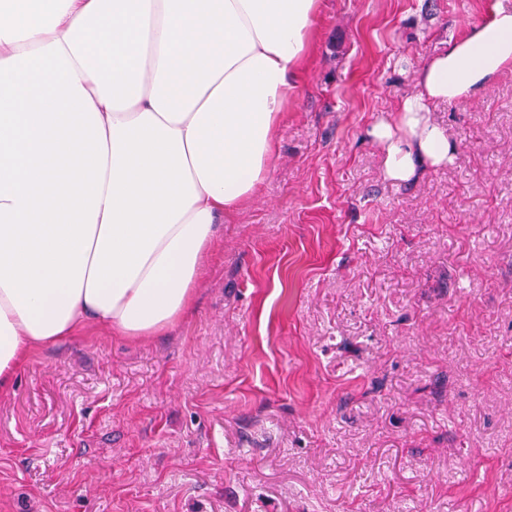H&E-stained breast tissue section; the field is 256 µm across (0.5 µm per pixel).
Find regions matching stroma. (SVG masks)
Here are the masks:
<instances>
[{"instance_id":"stroma-1","label":"stroma","mask_w":512,"mask_h":512,"mask_svg":"<svg viewBox=\"0 0 512 512\" xmlns=\"http://www.w3.org/2000/svg\"><path fill=\"white\" fill-rule=\"evenodd\" d=\"M500 5L322 0L194 308L87 327L0 393V512H512V68L433 109L448 167L390 183L369 135Z\"/></svg>"}]
</instances>
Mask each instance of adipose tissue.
I'll use <instances>...</instances> for the list:
<instances>
[{
	"label": "adipose tissue",
	"mask_w": 512,
	"mask_h": 512,
	"mask_svg": "<svg viewBox=\"0 0 512 512\" xmlns=\"http://www.w3.org/2000/svg\"><path fill=\"white\" fill-rule=\"evenodd\" d=\"M320 0H0V391L94 324L148 339L194 300L221 220L266 182ZM512 66L497 8L370 134L386 179L452 162L430 107Z\"/></svg>",
	"instance_id": "ef3b65f1"
}]
</instances>
